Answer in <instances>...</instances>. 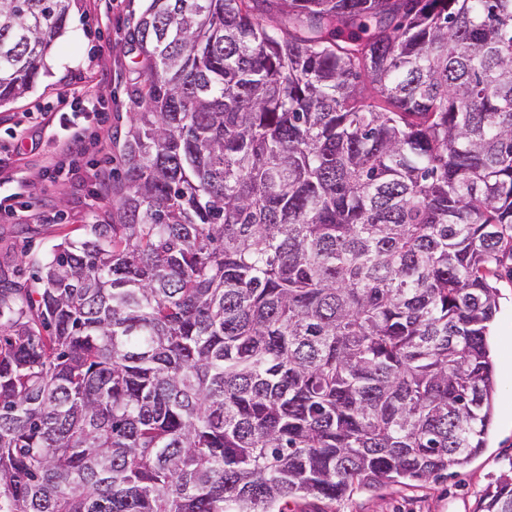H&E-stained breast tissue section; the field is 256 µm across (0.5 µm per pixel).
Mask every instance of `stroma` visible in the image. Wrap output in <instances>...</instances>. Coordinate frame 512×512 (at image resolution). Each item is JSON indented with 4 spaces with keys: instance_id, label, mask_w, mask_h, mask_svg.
<instances>
[{
    "instance_id": "obj_1",
    "label": "stroma",
    "mask_w": 512,
    "mask_h": 512,
    "mask_svg": "<svg viewBox=\"0 0 512 512\" xmlns=\"http://www.w3.org/2000/svg\"><path fill=\"white\" fill-rule=\"evenodd\" d=\"M144 5L145 0H72L66 30L46 58L45 75L15 103L0 107V155L9 159L10 176L26 186L14 205L32 212L25 224L0 213L1 276L30 277L31 260L47 257L64 238L83 234L90 210L108 208V197L94 192V172L111 168L112 152L100 150L96 138L123 136L129 124L126 89L138 77L133 28ZM83 81L95 87L97 114L88 118V137L71 156L73 172L58 173L56 146L31 145L41 135L34 115L56 112L57 96ZM492 284L498 302L489 329L496 393L483 452L436 480L383 483L333 504L295 499L288 512H475L488 486L512 473V427L506 423L512 417V273L501 270Z\"/></svg>"
}]
</instances>
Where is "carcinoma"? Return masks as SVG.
Instances as JSON below:
<instances>
[{
    "label": "carcinoma",
    "instance_id": "cac0c4a2",
    "mask_svg": "<svg viewBox=\"0 0 512 512\" xmlns=\"http://www.w3.org/2000/svg\"><path fill=\"white\" fill-rule=\"evenodd\" d=\"M71 2L0 0V107ZM133 41L111 209L0 283V512H288L480 454L512 0H148Z\"/></svg>",
    "mask_w": 512,
    "mask_h": 512
}]
</instances>
